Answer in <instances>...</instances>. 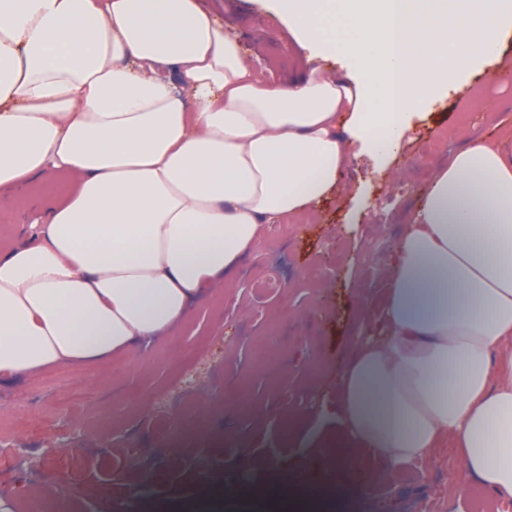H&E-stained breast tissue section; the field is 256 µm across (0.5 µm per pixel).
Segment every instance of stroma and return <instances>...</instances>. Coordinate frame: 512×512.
<instances>
[{"mask_svg":"<svg viewBox=\"0 0 512 512\" xmlns=\"http://www.w3.org/2000/svg\"><path fill=\"white\" fill-rule=\"evenodd\" d=\"M202 2L273 83L288 81L309 62L349 72L343 55L323 58L302 45L264 0ZM497 70L492 60L479 62L464 74V90L446 89L416 110L387 166L352 156L340 197L322 203L315 221L294 225L278 249L260 246L228 276V291L201 298L171 336L136 346L105 367L60 366L1 383L0 498L15 500L14 512H24L25 485L54 482L68 459L81 457L86 466L65 486L63 512H109L95 495L103 484L121 497L139 485L138 498L126 497L128 512H143L146 500L153 512H195L192 503L174 501L171 489L223 447L225 435L251 437L256 455L274 452L282 417L314 415L328 399L336 366L359 333V305L380 301L402 226L434 168L465 145L456 139L431 150L437 134L467 121L468 140L491 139L499 129L489 114L512 121V72ZM470 96L483 110L467 104ZM268 268L278 271L283 289L251 288L254 275ZM187 367L207 380L212 395L186 388L158 408L155 397ZM244 374L251 383L243 391ZM160 418L162 435L155 430ZM430 465L428 484L411 479L407 493H378L370 512H469L471 500L452 493L462 472L450 441L440 443ZM150 469L163 477L142 485Z\"/></svg>","mask_w":512,"mask_h":512,"instance_id":"obj_1","label":"stroma"}]
</instances>
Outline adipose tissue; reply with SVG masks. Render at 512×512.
Listing matches in <instances>:
<instances>
[{
	"label": "adipose tissue",
	"mask_w": 512,
	"mask_h": 512,
	"mask_svg": "<svg viewBox=\"0 0 512 512\" xmlns=\"http://www.w3.org/2000/svg\"><path fill=\"white\" fill-rule=\"evenodd\" d=\"M346 78L265 80L198 0H0V203L73 187L0 247V381L171 336L270 225L313 219L354 146L384 158L412 110L498 56L512 0H270ZM383 336L360 337L287 457L228 441L290 512H352L450 440L512 499V132L449 156L405 225Z\"/></svg>",
	"instance_id": "ef3b65f1"
}]
</instances>
